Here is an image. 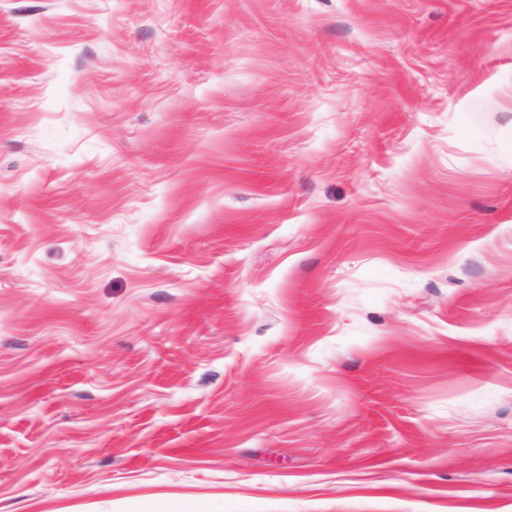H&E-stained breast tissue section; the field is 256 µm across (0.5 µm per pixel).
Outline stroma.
Returning a JSON list of instances; mask_svg holds the SVG:
<instances>
[{
    "mask_svg": "<svg viewBox=\"0 0 512 512\" xmlns=\"http://www.w3.org/2000/svg\"><path fill=\"white\" fill-rule=\"evenodd\" d=\"M0 512H512V0H0Z\"/></svg>",
    "mask_w": 512,
    "mask_h": 512,
    "instance_id": "1",
    "label": "stroma"
}]
</instances>
